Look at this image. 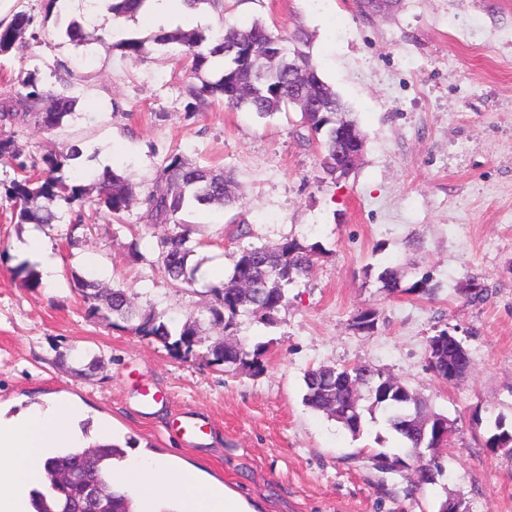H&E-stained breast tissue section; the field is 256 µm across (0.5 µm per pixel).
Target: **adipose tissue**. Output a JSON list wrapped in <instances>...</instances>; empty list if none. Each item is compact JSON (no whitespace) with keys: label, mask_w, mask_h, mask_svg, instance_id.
Segmentation results:
<instances>
[{"label":"adipose tissue","mask_w":512,"mask_h":512,"mask_svg":"<svg viewBox=\"0 0 512 512\" xmlns=\"http://www.w3.org/2000/svg\"><path fill=\"white\" fill-rule=\"evenodd\" d=\"M112 440L108 421L90 419L88 409L72 399L49 397L16 413L0 410V512H22L29 491L34 460H46L50 448L84 447ZM117 489L137 496L142 512H195L207 500L209 486L187 479L186 471L161 457L130 452L112 467Z\"/></svg>","instance_id":"1"}]
</instances>
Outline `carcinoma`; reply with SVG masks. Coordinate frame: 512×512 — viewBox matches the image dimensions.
Here are the masks:
<instances>
[{
    "label": "carcinoma",
    "instance_id": "carcinoma-1",
    "mask_svg": "<svg viewBox=\"0 0 512 512\" xmlns=\"http://www.w3.org/2000/svg\"><path fill=\"white\" fill-rule=\"evenodd\" d=\"M145 0H111L109 12L114 19H129L139 12ZM34 41L39 39L35 17L18 11L10 20H0V54L10 52L25 33ZM65 36L76 45L92 41L103 42L105 35L90 31L84 23L70 22ZM153 41L166 45L177 43L184 47L187 67L198 82L185 87L188 99L187 116L221 102L231 108L255 112L259 117L272 116L295 106L288 91V53L278 52L284 46H296L305 55L309 77L307 93L320 97L342 110H347L338 94L320 76L319 67L310 51V41L302 29L290 35L273 31L260 19L246 27L222 26L211 36L192 29L160 32ZM126 57H138L144 41L125 39L116 44ZM223 67L213 79L203 74L215 70V61ZM60 88H45L36 74L19 73L0 81V160L12 165L15 177L5 192L16 224H54L61 221L59 211L69 215V240L80 228L92 229L84 207L87 189L79 171L70 168L72 161L83 155L73 144L62 152L47 153L38 159L28 158L16 150L13 134L19 127L53 131L74 118L75 99L71 96V73L60 62L55 72ZM300 123L319 144L322 169L334 180L344 176L336 173V155L348 145L347 134L358 131L354 121L336 122L334 112H303ZM133 199V188L128 180L108 170L99 181L98 194L91 202L94 211L109 217L116 224L126 221ZM212 203L226 206L236 203L235 181L230 172L215 167L201 166L180 153L171 152L159 167L156 183L142 200L145 210L141 216L147 227H162L157 237L158 261L164 272L178 286H193L198 282L200 262H192L197 245L193 244L188 225L181 215L189 208ZM324 253L318 243L305 244L296 238L285 239L276 247L246 246L239 249L228 280L208 289L211 304L206 308L208 321L222 326L230 334L240 316L248 315L257 322L269 325L288 303L287 287L307 274ZM22 276L23 287L34 290L41 287L36 265L28 260L16 267ZM381 288L388 292L400 291V281L391 267L377 274ZM71 288L86 305L87 318L111 327L126 329L134 334L161 344L168 353L182 360L202 358L208 364L224 367V371L247 370L253 375L264 371L260 359L266 345L217 339L205 343L198 334L199 320L186 321L175 329L154 310L140 311L120 288L104 290L91 278L71 272ZM355 330L371 334L377 328L376 313L366 308L353 318ZM305 405L321 411L341 423L352 435L364 431L365 415L375 419V413L384 415L385 423L393 431L399 445L372 455L376 459L387 456L400 461H414L418 475L410 479V486L434 484L443 474L440 458L417 460L414 448L432 446V435L423 429L425 422L435 416L429 405L407 385L395 381L371 365L354 367L319 366L308 368L304 375ZM368 405H362V401ZM485 447L512 462V426L502 418L494 420V429L484 442ZM125 457L124 449L114 445H96L94 452L87 448H66L46 459L44 464L45 490H32L35 512H65L67 492L57 490L59 477L65 473L78 482L90 477L112 502V512H135L133 500L119 492L110 479V460Z\"/></svg>",
    "mask_w": 512,
    "mask_h": 512
}]
</instances>
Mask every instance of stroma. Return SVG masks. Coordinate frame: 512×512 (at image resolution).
I'll list each match as a JSON object with an SVG mask.
<instances>
[{"instance_id":"1","label":"stroma","mask_w":512,"mask_h":512,"mask_svg":"<svg viewBox=\"0 0 512 512\" xmlns=\"http://www.w3.org/2000/svg\"><path fill=\"white\" fill-rule=\"evenodd\" d=\"M24 10L39 40L0 55V74L53 67L72 73L77 119L55 131L18 129L26 155L88 148L78 166L95 186L104 167L123 172L138 197L126 225L99 224L68 247L66 225L11 223L5 199L12 169L0 163V407L46 396L81 401L111 421L118 444L173 456L214 484L244 497L256 512H438L449 497L468 512H512V463L484 446L486 423L512 421V0H401L366 17L355 0H224L203 5L202 32L264 20L272 29L308 32L322 78L351 107L365 146L346 178L324 179L320 149L305 139L300 113L267 118L213 105L185 119L190 80L183 49L154 42L140 19L93 23L105 43L74 46L70 19L83 0H0V20ZM145 42L123 56L117 44ZM233 171L238 202L184 216L198 242L202 282L173 285L157 261L153 230L139 224L141 196L170 150ZM58 260L55 280L22 288L14 274L31 237ZM286 238L321 244L311 272L288 288L271 326L241 317L235 337L265 342V371L227 372L179 360L161 344L90 321L67 276L76 271L124 289L142 310L164 313L170 327L200 318L214 272L231 273L240 247ZM138 242L141 259L130 253ZM397 270L402 289L387 293L366 267ZM431 274L434 300L409 293ZM486 288L481 303L459 290ZM377 314L374 334L352 326L358 311ZM462 339L472 365L451 382L428 366L429 337L442 329ZM370 364L408 385L457 429L436 483L411 489L403 473L371 460L390 434L367 424L355 436L308 408L303 375L311 367ZM161 393L144 405L143 389ZM198 417L207 432L187 441L172 420Z\"/></svg>"}]
</instances>
